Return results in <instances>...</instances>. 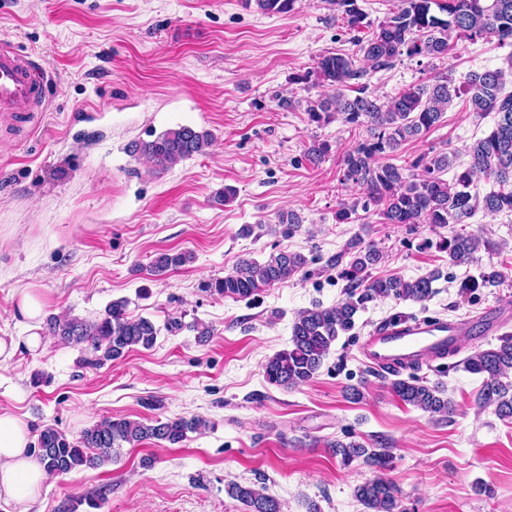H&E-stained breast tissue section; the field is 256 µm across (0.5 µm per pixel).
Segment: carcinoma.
<instances>
[{"label":"carcinoma","instance_id":"cac0c4a2","mask_svg":"<svg viewBox=\"0 0 512 512\" xmlns=\"http://www.w3.org/2000/svg\"><path fill=\"white\" fill-rule=\"evenodd\" d=\"M331 10L340 14L351 31L362 27L366 13L358 0H325ZM295 0H244L247 8L265 15L286 14ZM495 37L502 44L512 41V0H401L393 15L382 21L372 36L357 40L363 61L373 68L384 69L402 56L442 58L451 43ZM317 78L335 89V93L307 106L309 121L318 125L339 118L344 124L364 126L368 139L358 143L342 161L341 180L359 185L363 196L336 211V222L349 224L357 211L361 219L379 217L381 224H434L445 228L463 224L478 210L488 214L512 213V91L504 92V71L484 69L471 71L460 85L446 75H438L427 84L411 85L386 101L366 93L349 98L344 88L361 76L351 56L329 53L316 63ZM466 95L472 111L480 115L495 114L493 130L467 149V165L452 179L445 175L457 162L456 152L423 155L410 166L386 161L401 146L434 129L448 107L460 95ZM212 135L191 126H180L159 134L154 140L135 146L158 170H167L180 161L200 155L210 146ZM483 175L496 188L485 195L474 190L475 178ZM478 234L451 232L440 236L437 247L448 253L453 263L469 260L479 249ZM344 253L352 260L340 271L350 288H364L360 295L350 293L330 307L319 305L301 311L291 327L290 345L275 354L264 366L271 385L295 388L310 382L322 366L332 344L340 334L355 327V318L369 298H389L424 302L434 293V273L415 279L400 276L374 277L371 269L382 254L372 245L362 246V238L354 236ZM192 259L190 252L161 253L149 265L150 271L162 274L176 270ZM308 259L300 252H280L263 263L242 258L234 271L204 285L220 297L247 299L262 288L283 283L302 271ZM502 273L494 268L460 281V292L496 287ZM127 301L116 300L102 317L87 321L78 317H50L47 329L67 342L87 345L90 357L85 363L100 367L116 362L132 348H152L160 333L147 318L131 319L126 314ZM465 371L483 377L476 402L481 407H495L501 418H512V335L499 337L493 348L476 350L463 361ZM391 391L402 402L432 417L446 420L454 414L448 399L437 383H429L416 375L404 379L392 372ZM206 425L191 419H151L147 422L126 418L105 419L71 438L61 430L47 426L38 435L33 451L54 475H63L78 467H97L112 459V451L128 444L132 447L147 441L176 445L188 433ZM325 447L340 457L345 465L361 458L370 467L383 469L389 454L384 448H368L356 441L333 440ZM230 497L240 501L247 512H280V503L263 490L251 485L232 483ZM355 496L365 512H405L397 486L382 476L359 485Z\"/></svg>","mask_w":512,"mask_h":512}]
</instances>
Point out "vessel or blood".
<instances>
[{"label":"vessel or blood","mask_w":512,"mask_h":512,"mask_svg":"<svg viewBox=\"0 0 512 512\" xmlns=\"http://www.w3.org/2000/svg\"><path fill=\"white\" fill-rule=\"evenodd\" d=\"M47 84L48 72L34 56L0 42V112L29 113L42 109ZM510 320L512 306L500 304L477 328L469 322L438 317L388 321L365 338L361 354L379 369L416 366L446 352L448 347L473 340L475 330L490 335Z\"/></svg>","instance_id":"1"}]
</instances>
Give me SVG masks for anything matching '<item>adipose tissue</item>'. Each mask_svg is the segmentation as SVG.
Returning <instances> with one entry per match:
<instances>
[{"instance_id": "ef3b65f1", "label": "adipose tissue", "mask_w": 512, "mask_h": 512, "mask_svg": "<svg viewBox=\"0 0 512 512\" xmlns=\"http://www.w3.org/2000/svg\"><path fill=\"white\" fill-rule=\"evenodd\" d=\"M16 309L28 323L25 336H0V364L11 361L19 352L38 351L43 343L39 335L44 302L33 288L17 293ZM27 422L19 415L0 410V502L14 506L17 512H28L49 477L40 459L29 448Z\"/></svg>"}]
</instances>
